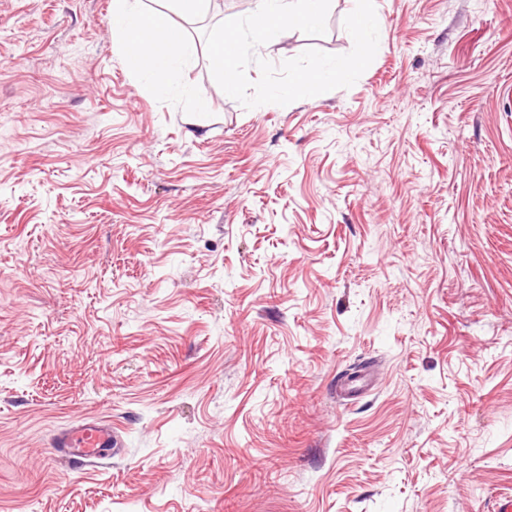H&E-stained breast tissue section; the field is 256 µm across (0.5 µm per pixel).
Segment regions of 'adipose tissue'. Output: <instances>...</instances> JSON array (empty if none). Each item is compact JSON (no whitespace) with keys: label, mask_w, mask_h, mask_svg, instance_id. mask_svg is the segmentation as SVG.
I'll return each instance as SVG.
<instances>
[{"label":"adipose tissue","mask_w":512,"mask_h":512,"mask_svg":"<svg viewBox=\"0 0 512 512\" xmlns=\"http://www.w3.org/2000/svg\"><path fill=\"white\" fill-rule=\"evenodd\" d=\"M110 12L115 45L140 75L154 81L194 57V44L167 13L143 9L140 0H112Z\"/></svg>","instance_id":"1"}]
</instances>
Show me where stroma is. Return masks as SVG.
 Wrapping results in <instances>:
<instances>
[{"mask_svg":"<svg viewBox=\"0 0 512 512\" xmlns=\"http://www.w3.org/2000/svg\"><path fill=\"white\" fill-rule=\"evenodd\" d=\"M110 4L0 0V512H492L512 0H374L353 86L252 109L176 12L197 52L156 91ZM350 7L256 56L350 52ZM91 420L121 455L55 460Z\"/></svg>","mask_w":512,"mask_h":512,"instance_id":"1","label":"stroma"}]
</instances>
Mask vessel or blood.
Instances as JSON below:
<instances>
[{"mask_svg":"<svg viewBox=\"0 0 512 512\" xmlns=\"http://www.w3.org/2000/svg\"><path fill=\"white\" fill-rule=\"evenodd\" d=\"M51 446L55 457L77 464L117 452L122 442L110 426L94 422L55 433Z\"/></svg>","mask_w":512,"mask_h":512,"instance_id":"obj_1","label":"vessel or blood"}]
</instances>
